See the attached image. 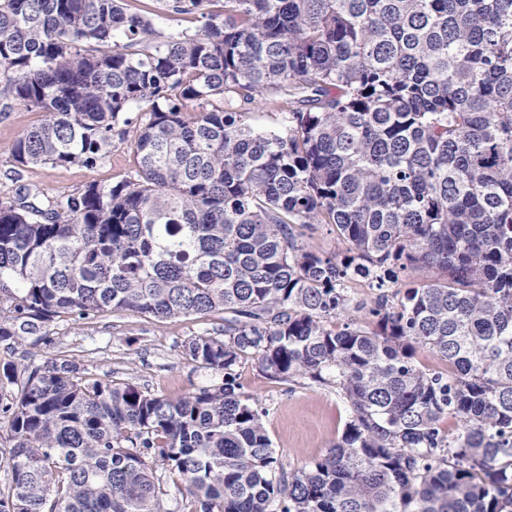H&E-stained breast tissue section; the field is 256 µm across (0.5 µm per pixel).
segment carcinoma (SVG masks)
<instances>
[{"label": "carcinoma", "instance_id": "1", "mask_svg": "<svg viewBox=\"0 0 512 512\" xmlns=\"http://www.w3.org/2000/svg\"><path fill=\"white\" fill-rule=\"evenodd\" d=\"M158 2L166 34L125 0H0V115L42 113L7 176L134 154L73 194L0 193V344L222 312L182 350L224 379L170 398L1 361L0 512H164L168 471L175 512H512V0ZM269 97L256 130L241 107ZM316 224L343 257L305 244ZM408 268L426 276L393 302ZM248 356L347 400L314 466L279 459ZM267 102V103H266ZM250 112L248 114V122L254 128L259 130H267L274 128L278 124L279 114L276 105L269 100H262L260 103L247 106Z\"/></svg>", "mask_w": 512, "mask_h": 512}]
</instances>
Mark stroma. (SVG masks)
Listing matches in <instances>:
<instances>
[{"mask_svg": "<svg viewBox=\"0 0 512 512\" xmlns=\"http://www.w3.org/2000/svg\"><path fill=\"white\" fill-rule=\"evenodd\" d=\"M41 113L23 108L0 118V190L12 187L4 176L8 149L17 134L38 124ZM129 143H115L95 167L63 169L50 165L25 168L23 180L51 194H70L86 185L121 178L132 167ZM222 314L157 320L135 312L106 313L91 320L67 318L55 328V343L39 349L42 358H75L90 379L112 381L141 391L178 397L222 377L195 367L182 353L189 337L221 328ZM242 391L267 411L263 423L286 469L294 470L322 459L341 435L349 405L335 388L308 380L288 383L261 371L256 357L243 359L236 368Z\"/></svg>", "mask_w": 512, "mask_h": 512, "instance_id": "stroma-1", "label": "stroma"}]
</instances>
